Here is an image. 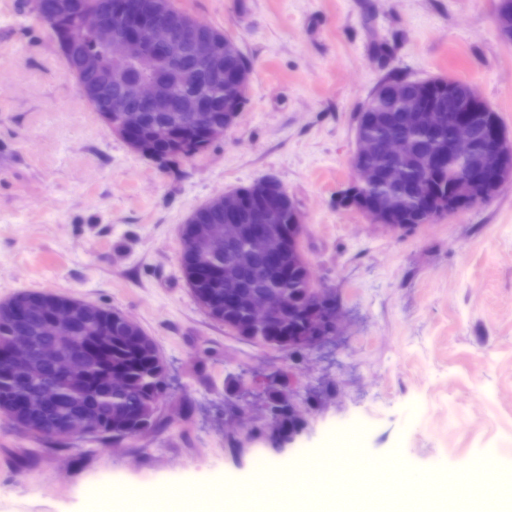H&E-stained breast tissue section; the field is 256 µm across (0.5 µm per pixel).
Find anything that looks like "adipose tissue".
<instances>
[{
	"mask_svg": "<svg viewBox=\"0 0 512 512\" xmlns=\"http://www.w3.org/2000/svg\"><path fill=\"white\" fill-rule=\"evenodd\" d=\"M199 493V486L192 483H159L145 488L106 483L84 489L83 496L99 512H147L156 502L162 504L163 512H185Z\"/></svg>",
	"mask_w": 512,
	"mask_h": 512,
	"instance_id": "obj_1",
	"label": "adipose tissue"
}]
</instances>
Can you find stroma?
<instances>
[{
	"label": "stroma",
	"mask_w": 512,
	"mask_h": 512,
	"mask_svg": "<svg viewBox=\"0 0 512 512\" xmlns=\"http://www.w3.org/2000/svg\"><path fill=\"white\" fill-rule=\"evenodd\" d=\"M230 36L251 71L235 124L163 167L112 134L77 93L43 25L0 0V302L50 292L123 312L157 342L168 388L154 426L59 442L0 415V512H84L77 490L232 478L224 512H290L288 495L241 507L256 460L367 449L329 461L330 500L388 474L418 488L464 476L512 434V183L489 202L408 232L337 205L355 177V116L388 73L463 80L512 136V41L496 0H175ZM295 202L335 333L284 350L208 317L179 268L181 228L210 199L264 179ZM289 402L276 450L268 406Z\"/></svg>",
	"instance_id": "1"
}]
</instances>
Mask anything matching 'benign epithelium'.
Returning <instances> with one entry per match:
<instances>
[{
	"instance_id": "benign-epithelium-1",
	"label": "benign epithelium",
	"mask_w": 512,
	"mask_h": 512,
	"mask_svg": "<svg viewBox=\"0 0 512 512\" xmlns=\"http://www.w3.org/2000/svg\"><path fill=\"white\" fill-rule=\"evenodd\" d=\"M72 0H58L56 10L45 14L42 23L50 29L57 28L58 17L71 9ZM167 0H156L154 9L145 12L140 9L127 10L122 6L112 13V19H102L97 25L98 40L110 49L117 50L121 62L131 61L144 72L174 71L182 75L183 80H194L198 69L186 62L187 52H192L195 60L205 65L204 72L208 78L215 81L224 80V51L219 41L211 35L194 29L193 22L186 21L184 25L193 30L191 49H186L182 42L172 39L167 28L160 22L166 14ZM132 93L150 102L156 112L183 114L185 112H210L209 105L201 99L187 98L175 94L163 84L143 80L131 83ZM391 94L398 100L407 121L413 124L429 122L434 125L451 123L452 137L448 144V163L461 164L469 167L468 177L456 186V196L462 201H472L476 198L474 191L481 193L487 190H498L503 183L512 178V141L496 122L489 124V141L482 149H475L472 131L476 116L472 115L478 105L477 96L469 93L462 103V113L450 116L446 112H438L425 108L415 100L394 89ZM238 112L224 113V125L209 124L203 130V135L219 138L224 130L230 128L236 121ZM128 123L137 129L132 137V147L138 153L153 157L157 154L158 145L151 133L144 127V121L138 114H130ZM355 156L365 157L377 152L402 156L406 147L398 141L377 142L362 137L356 138ZM285 189L279 193H264V209L260 211L258 223L243 225L238 223V212L241 205V192L227 193L211 200L210 206L216 210L224 209L228 220L223 224L206 231V235L214 241L233 244L240 234L250 235L251 250L266 258L273 264H279L287 256L297 252L293 247L291 237L279 234L273 221L278 215V208ZM391 207L381 204L368 210L372 223L395 231L397 227L386 221ZM318 299L306 312L309 332L296 339L297 344L306 348L322 341L326 335H331L337 328V312L334 309L323 310L322 302L329 298L327 292L316 290ZM230 301L235 305L245 304L252 320L258 326L267 325L274 317L288 310V297L277 291L259 294L250 293L245 297L234 294ZM82 305L87 309L97 307V304L81 299L53 300L47 310V329L58 341L53 349H35L26 336H10L6 349L0 351V374H7L18 380L27 377L35 362L41 359H51L55 362L58 376L71 382L77 381L85 370V364L80 359L70 357L68 347L70 337L67 336L74 317L76 306ZM56 396L54 387L47 386L37 392L22 397L16 403L20 410L21 421L28 426H41L37 414L50 406ZM94 433L85 422L72 418H64L55 422L51 428L52 437L69 439L76 436H88Z\"/></svg>"
}]
</instances>
